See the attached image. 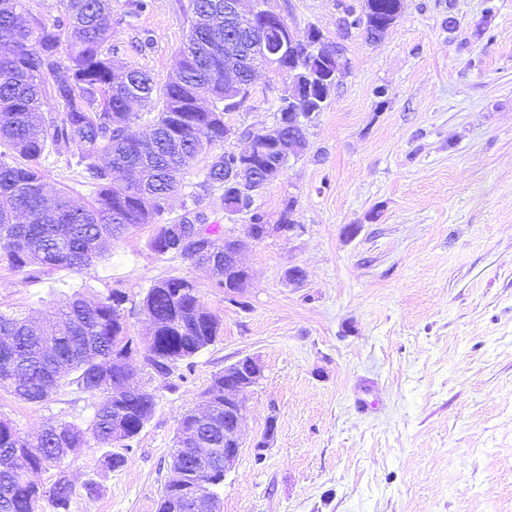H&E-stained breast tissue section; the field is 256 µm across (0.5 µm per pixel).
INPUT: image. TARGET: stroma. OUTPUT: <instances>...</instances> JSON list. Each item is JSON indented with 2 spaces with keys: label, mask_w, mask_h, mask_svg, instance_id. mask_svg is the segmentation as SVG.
<instances>
[{
  "label": "stroma",
  "mask_w": 512,
  "mask_h": 512,
  "mask_svg": "<svg viewBox=\"0 0 512 512\" xmlns=\"http://www.w3.org/2000/svg\"><path fill=\"white\" fill-rule=\"evenodd\" d=\"M360 3L272 0L291 27L312 24L340 42L347 60L308 126L307 149L256 199L271 224L292 208L295 229L249 239L247 215L227 213L223 188L204 186L210 154L243 148L237 134L184 171L162 217L176 224L193 209L243 239L251 281L240 303L205 268L156 254L151 224L87 269L31 276L0 261V309L36 321L51 319L66 295L117 290L127 334L140 340L141 302L172 275L195 282L222 321L193 367L165 381L132 350L134 379L155 410L124 465L108 468L94 446L36 476L48 485L67 475L71 512H155L183 414L247 356L263 378L247 397L244 437L260 435L271 414L277 429L263 455L243 448L220 491L222 512H512V0H407L374 44L337 27ZM186 32L179 0H153L108 46L115 63L161 87ZM288 83L259 71L225 123L262 133ZM42 166L76 202L91 200L66 155ZM292 266L304 280L285 279ZM98 402L68 383L34 404L0 390V419L33 434L87 424Z\"/></svg>",
  "instance_id": "1"
}]
</instances>
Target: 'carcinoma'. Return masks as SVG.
Masks as SVG:
<instances>
[{
    "mask_svg": "<svg viewBox=\"0 0 512 512\" xmlns=\"http://www.w3.org/2000/svg\"><path fill=\"white\" fill-rule=\"evenodd\" d=\"M27 0H0V256L14 270L36 274L44 269H86L103 256L126 231L143 224L156 230L150 246L159 255L175 254L207 267L216 287L229 293L247 277L243 270L224 266V237L208 225L207 243H183L169 235L160 218L169 199L182 188L180 174L216 143L224 141V113L237 103L224 100V2L189 0L188 31L177 70L162 89L145 71H119L105 45L126 16L112 12V0H52L49 15L28 13ZM371 16L348 6L345 32L359 30L376 41V21L391 20L394 0H375ZM332 89L316 102L280 99L279 116L295 110L321 112ZM62 106L57 116L45 115L48 99ZM158 109L153 121L140 128L132 104ZM75 149L82 184L94 197L84 205L73 202L65 188L45 179L41 160L50 153ZM250 156L221 153L210 157L204 185L224 186V172L253 163L279 161L273 139L247 142ZM231 212L251 213L260 228L264 215L251 208L249 198L233 190L224 194ZM118 291L89 301L75 293L59 302L43 334L52 337L57 358L65 368L50 376L39 362L41 348L31 321L0 311V336L15 337L12 348L0 351V388L30 403L48 400L70 381L101 400L87 427L61 422L23 435L0 420V512H38L47 502L52 512H70L72 483L59 475L54 491L29 475L65 459L94 440L108 449V465L119 469L124 456L110 451L115 442L136 438L152 417L155 397L146 388L128 391L119 409L112 407V361L128 358L133 339L116 308ZM152 336L146 357L158 377L171 376L168 364L191 368L193 358L212 345L221 332L220 318L204 307L197 285L184 277L157 281L142 300ZM99 354L103 361L87 362ZM208 415L187 411L180 425H196L209 441L211 454L224 458V375L214 376L203 393ZM204 485L224 486L220 478H191L182 487L168 484L156 512H177L187 492Z\"/></svg>",
    "mask_w": 512,
    "mask_h": 512,
    "instance_id": "carcinoma-1",
    "label": "carcinoma"
}]
</instances>
